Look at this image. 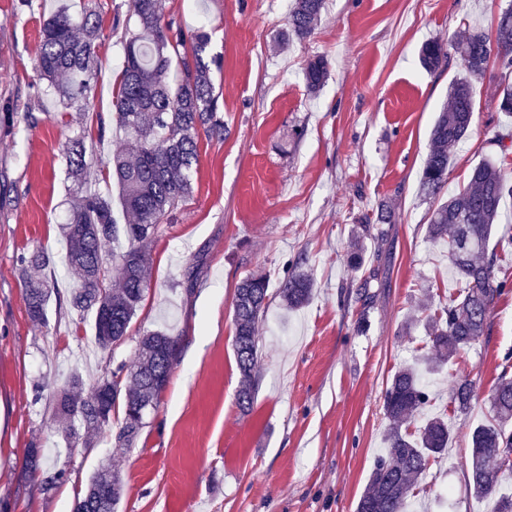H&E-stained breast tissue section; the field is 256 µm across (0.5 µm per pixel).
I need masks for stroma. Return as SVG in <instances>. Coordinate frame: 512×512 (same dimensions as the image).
Here are the masks:
<instances>
[{
    "label": "stroma",
    "mask_w": 512,
    "mask_h": 512,
    "mask_svg": "<svg viewBox=\"0 0 512 512\" xmlns=\"http://www.w3.org/2000/svg\"><path fill=\"white\" fill-rule=\"evenodd\" d=\"M73 15L95 11L103 35L89 107L60 106L38 69L43 23L61 4ZM165 20L205 26L223 139H198L189 199L165 218L150 251L147 292L124 344L94 345L93 317L57 304L48 323L27 311L20 258L45 249L59 281L60 226L77 187L62 154L85 136L94 166L133 148L119 134L98 138L95 115L110 117L119 80L130 0H0V512H72L104 460L118 465L125 493L118 512H355L375 460L387 446L383 394L395 370L426 340L421 308H439L461 287L443 245L426 237L430 204L419 179L430 131L463 65L429 73L421 44L468 25L494 27L507 0H327L311 39L279 50L288 0H162ZM322 55L330 77L306 92L302 67ZM501 71L490 63L473 81L475 122L457 148L446 192L466 184L512 134L497 109ZM34 122L25 120V113ZM101 191H116L106 172ZM394 221L362 234L358 216L378 204ZM380 252L369 304L358 286L367 269L348 265L354 249ZM305 257L316 286L305 307L274 298L260 328L262 357L253 409L236 405L240 375L232 347L236 287L259 273L278 289L288 260ZM197 264L192 288L185 270ZM167 326L180 352L135 444L115 447L111 433L94 447L67 442L51 420L52 391L72 369L94 381L106 363L133 364L143 332ZM488 332L447 370L425 379L430 402L405 426L447 413L448 452L419 479L410 512H490L466 488L470 435L490 416L489 393L512 376V292L494 305ZM477 382L465 414L451 413L450 380ZM41 472L23 469L31 446ZM66 478L44 490L47 475Z\"/></svg>",
    "instance_id": "obj_1"
}]
</instances>
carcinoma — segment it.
<instances>
[{
    "label": "carcinoma",
    "instance_id": "cac0c4a2",
    "mask_svg": "<svg viewBox=\"0 0 512 512\" xmlns=\"http://www.w3.org/2000/svg\"><path fill=\"white\" fill-rule=\"evenodd\" d=\"M325 8L326 0H290L288 28L280 34L278 46L311 37ZM131 18L135 30L124 46L111 122L135 144L136 151L129 157L116 154L109 161L128 221L121 224L115 218L111 194L91 188L92 161L84 139L77 135L68 141L63 157L81 192L61 225L63 261L73 282L63 292L56 275H41L52 264L42 248L21 258L30 318L47 323L53 296L80 314L91 312L95 343L103 353L125 342L150 288V246L170 209L192 193L199 132L224 138V121L215 112L211 70L217 59L207 55L208 33L198 28L187 35L163 23L161 0H131ZM99 38L100 27L91 13L77 26L61 7L44 24L38 65L66 108L79 101L89 103ZM448 44L461 58L464 74L450 84L448 103L432 126L419 185L432 202L428 237L448 247V261L464 287L457 296L448 297L440 312L427 317V353L400 366L386 387L383 410L389 422L388 448L375 461L356 512H406L418 479L431 461L445 454L451 440L444 413L427 418L413 436L402 432L404 422L429 403L424 375L441 372L487 334L491 309L507 288V281L496 277L489 242L504 199L512 196V182L495 157L489 155L478 163L468 182L447 199L440 195L448 182L454 150L474 122L472 79L485 73L493 51L503 74L512 75V5L499 13L492 33L469 27L448 36ZM447 59V48L439 40H428L418 50V61L429 72L441 68ZM328 77L325 57L307 61L303 82L309 93L320 92ZM392 217L391 207L380 204L364 215V227L370 229L372 222L390 224ZM107 243L112 244L109 254L104 251ZM304 264L302 257L288 262L278 289L289 310L306 305L312 297L314 280ZM270 300L269 280L261 275L244 279L235 295L233 351L240 374L237 403L243 412L253 405L254 370L261 356L259 326ZM177 355V337L167 328L146 331L133 367L119 364L112 370L106 366L91 384L80 371H72L52 399L53 421L67 441L86 448L94 446V435L115 426V446L130 447L146 416L156 409ZM477 396L474 380L452 379L448 399L453 412L467 413ZM118 409L121 418L114 423L112 415ZM511 420L512 377L504 375L492 390L489 420L472 432L468 470L473 493L496 499L494 512H512V496L499 494L504 481L512 478V467H504L500 454L502 448L512 449ZM123 492L119 471L110 464L103 466L90 478L73 512H116Z\"/></svg>",
    "mask_w": 512,
    "mask_h": 512
}]
</instances>
